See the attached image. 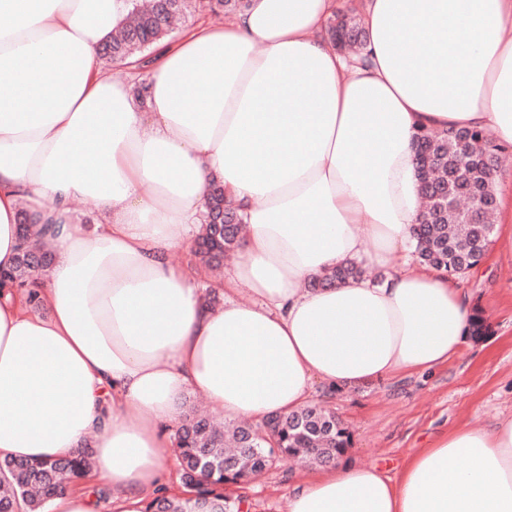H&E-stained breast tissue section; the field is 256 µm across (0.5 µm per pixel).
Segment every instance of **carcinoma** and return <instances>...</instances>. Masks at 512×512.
<instances>
[{
  "mask_svg": "<svg viewBox=\"0 0 512 512\" xmlns=\"http://www.w3.org/2000/svg\"><path fill=\"white\" fill-rule=\"evenodd\" d=\"M247 7L248 0H152L147 8L137 4L127 20L112 32L102 48V56L108 62L122 64L171 37L180 19L202 12L233 15ZM355 11L356 8L349 7L332 15L327 26L331 41L340 38L352 45L364 43L365 33L353 17ZM419 138L423 139L431 160L429 171L421 179L422 196L433 205L444 196L465 202L461 209L442 212L432 224L416 225L419 260L449 276L466 273L487 255L493 229L488 224L465 220L479 207V201L468 200L465 187L479 186L488 195L496 193L497 170L474 159L497 153L502 146L477 129L471 130L465 141L450 139L445 131L424 132ZM226 214L238 216L237 210L224 199V188L217 185L210 194L205 225L195 250V256L217 272L224 254L236 250L241 234L238 224L224 227ZM31 221L33 217L20 209L19 254L15 266L1 274L0 279L17 287L26 296V302L37 308L33 284L49 266L51 255L37 250L29 240L27 224ZM362 274L359 265L347 262L314 278L311 286L324 287ZM350 445L347 428L333 412L319 405L270 418L254 427L224 429L188 410L176 433V448L181 483L193 484L196 500L191 504L161 488L153 492L145 512H241L244 496H234L229 489L249 484L255 474L268 469L269 460L282 455L303 456L317 465H325ZM91 465V456L84 448L75 457L64 460H0V512H19L21 503L27 512H42L49 499L83 478Z\"/></svg>",
  "mask_w": 512,
  "mask_h": 512,
  "instance_id": "cac0c4a2",
  "label": "carcinoma"
}]
</instances>
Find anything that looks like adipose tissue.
Instances as JSON below:
<instances>
[{
    "mask_svg": "<svg viewBox=\"0 0 512 512\" xmlns=\"http://www.w3.org/2000/svg\"><path fill=\"white\" fill-rule=\"evenodd\" d=\"M135 3L0 0V270L23 208L50 217L30 234L53 254L40 312L0 299V459H68L92 439L110 512H143L142 490L162 487L189 394L260 423L318 383L446 364L473 308L448 275L410 266L415 138L490 129L512 144V0H365L359 61L327 42L334 0H251L160 45L143 106L100 59ZM217 183L246 233L215 306L169 253L197 238ZM350 259L384 279L310 288ZM289 503L512 512V416L456 427L392 476L326 465Z\"/></svg>",
    "mask_w": 512,
    "mask_h": 512,
    "instance_id": "obj_1",
    "label": "adipose tissue"
}]
</instances>
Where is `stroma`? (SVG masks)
I'll return each instance as SVG.
<instances>
[{"label":"stroma","instance_id":"1","mask_svg":"<svg viewBox=\"0 0 512 512\" xmlns=\"http://www.w3.org/2000/svg\"><path fill=\"white\" fill-rule=\"evenodd\" d=\"M489 325L487 334L443 367L399 375L350 390L315 385L310 403L322 404L348 427L345 457L395 474L408 455L462 425L482 427L512 414V252L491 244L484 261L457 276ZM314 467L284 458L244 491V512H289V492Z\"/></svg>","mask_w":512,"mask_h":512}]
</instances>
